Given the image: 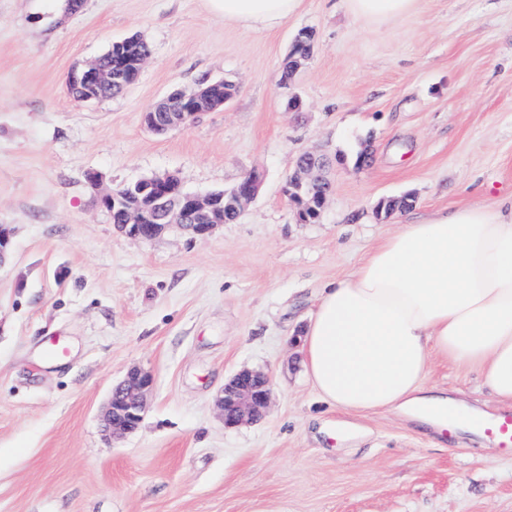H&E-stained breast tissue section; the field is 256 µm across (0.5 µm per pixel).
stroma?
Wrapping results in <instances>:
<instances>
[{
	"label": "stroma",
	"mask_w": 512,
	"mask_h": 512,
	"mask_svg": "<svg viewBox=\"0 0 512 512\" xmlns=\"http://www.w3.org/2000/svg\"><path fill=\"white\" fill-rule=\"evenodd\" d=\"M0 0V512H512V451L438 436L397 413L346 414L313 390L300 338L322 288L408 218L512 193V0H419L381 24L345 0H299L281 26L224 22L205 0ZM311 57L279 84L294 36ZM138 35L152 57L119 95L78 104L72 69ZM224 108L157 136L143 114L202 78ZM302 100L288 108L289 94ZM335 165L321 218L284 193L305 151ZM264 175L232 224L127 237L93 203L176 174L190 192ZM413 195L387 220L380 200ZM68 350L56 360L51 339ZM152 374L133 434L102 413L131 369ZM267 373L264 416L225 427L224 382ZM487 400L476 374L432 369Z\"/></svg>",
	"instance_id": "35a3bbf8"
}]
</instances>
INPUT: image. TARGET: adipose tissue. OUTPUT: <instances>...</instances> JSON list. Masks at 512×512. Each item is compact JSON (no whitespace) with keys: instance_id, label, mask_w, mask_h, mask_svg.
<instances>
[{"instance_id":"1","label":"adipose tissue","mask_w":512,"mask_h":512,"mask_svg":"<svg viewBox=\"0 0 512 512\" xmlns=\"http://www.w3.org/2000/svg\"><path fill=\"white\" fill-rule=\"evenodd\" d=\"M225 21L273 27L298 0H207ZM319 396L353 413L412 411L436 433L471 431L484 404L427 387L433 360L476 373L512 406V196L400 225L324 288L303 341ZM461 417L449 422L444 412Z\"/></svg>"}]
</instances>
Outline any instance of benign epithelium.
I'll return each instance as SVG.
<instances>
[{"label":"benign epithelium","instance_id":"obj_1","mask_svg":"<svg viewBox=\"0 0 512 512\" xmlns=\"http://www.w3.org/2000/svg\"><path fill=\"white\" fill-rule=\"evenodd\" d=\"M311 30L299 32L292 42L295 56L294 70H299L311 56L305 44ZM112 64L98 58L92 63L73 70L68 77V92L80 91L78 100L91 102L100 98V91L112 87ZM204 95L200 88L190 92L175 90L156 102L159 111L144 113V124L155 135H163L173 128L194 123L202 111L185 112L174 107L179 102L199 104ZM328 158L316 152H305L297 160L288 176L290 199L301 203L299 221L308 223L321 216L331 194V182L327 177ZM263 175L253 171L233 188L224 191V207L241 214L244 207L260 192ZM216 194L191 193L182 187L174 174L143 177L98 195L95 204L108 214L119 213L122 222L117 227L128 237L139 241H151L166 228L178 225L184 231L205 237L224 223V216L215 214ZM414 204L410 194L400 199H383L375 209L378 218L390 217ZM197 220L195 224H179L185 216ZM153 377L139 369L130 371L127 377L112 390L104 409V430L111 436H124L133 432L141 423L145 410V396L151 390ZM272 395L269 375L242 370L224 384L218 406L224 427L232 428L260 418L266 411Z\"/></svg>","mask_w":512,"mask_h":512}]
</instances>
